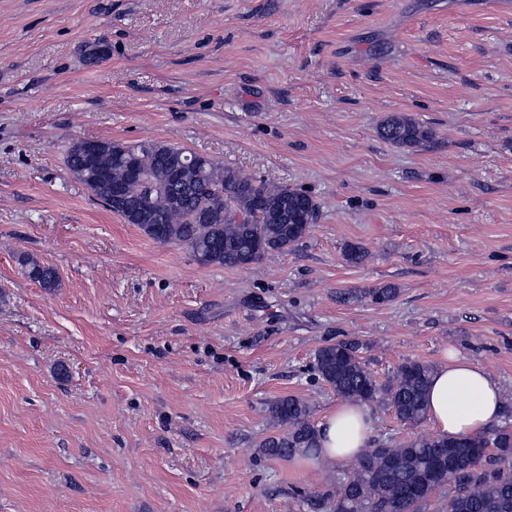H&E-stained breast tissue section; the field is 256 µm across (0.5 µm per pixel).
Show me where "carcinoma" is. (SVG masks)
Here are the masks:
<instances>
[{"label":"carcinoma","mask_w":512,"mask_h":512,"mask_svg":"<svg viewBox=\"0 0 512 512\" xmlns=\"http://www.w3.org/2000/svg\"><path fill=\"white\" fill-rule=\"evenodd\" d=\"M378 135L397 147L431 148L436 135L407 115H391ZM127 163L110 155L103 164L110 179L126 185L128 196L143 210L136 226L161 243L186 246L202 265L244 267L273 252H284L302 240L317 218L319 207L305 192L288 185L258 180L238 168L201 155L156 143L130 147ZM24 273L45 289L59 286L55 268L24 256ZM398 288L381 284L343 293L346 302L393 301ZM360 343L337 341L321 347L315 369L342 399L353 404L382 403L398 419L418 424L426 418V396L433 369L406 360L381 383L361 362ZM271 425L279 432L262 448L283 460L320 448L310 405L293 396L270 404ZM452 489L450 512H512V426L493 435L419 438L406 445L364 448L351 470L336 482V493L320 500L325 512H418L438 488Z\"/></svg>","instance_id":"carcinoma-1"}]
</instances>
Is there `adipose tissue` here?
<instances>
[{
    "instance_id": "1",
    "label": "adipose tissue",
    "mask_w": 512,
    "mask_h": 512,
    "mask_svg": "<svg viewBox=\"0 0 512 512\" xmlns=\"http://www.w3.org/2000/svg\"><path fill=\"white\" fill-rule=\"evenodd\" d=\"M501 411L498 384L478 364L458 354L433 372L427 397V416L438 434L470 437L482 434ZM372 416L367 408L344 403L320 426L319 459L345 461L365 448Z\"/></svg>"
}]
</instances>
